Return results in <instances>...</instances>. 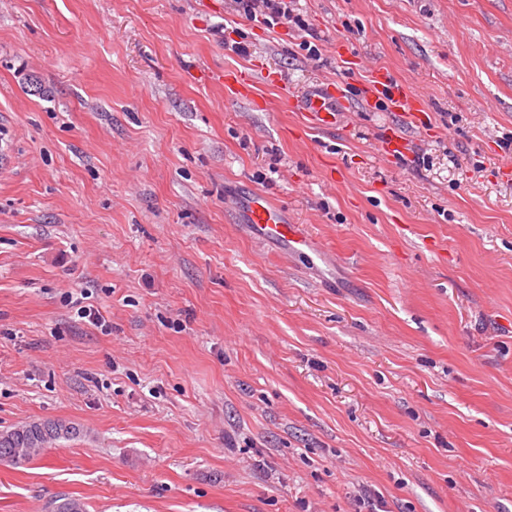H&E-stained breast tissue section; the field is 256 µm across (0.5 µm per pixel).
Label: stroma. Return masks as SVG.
<instances>
[{"label": "stroma", "instance_id": "1", "mask_svg": "<svg viewBox=\"0 0 512 512\" xmlns=\"http://www.w3.org/2000/svg\"><path fill=\"white\" fill-rule=\"evenodd\" d=\"M299 9L0 0V431L81 430L0 464V512H512V0ZM254 191L311 256L250 239ZM234 11L253 20L261 21L274 27L279 24H293L301 31H305V20L298 10L297 1L294 0H233ZM224 84L238 95L248 96L254 87L255 73L247 71H230L222 76ZM385 87L389 89L390 107L392 111L402 113L406 116H413L414 112H419L423 107L421 99L408 87L405 86H392L390 81L387 80V75L384 73L379 74L373 81L372 88L366 91V101L371 98L384 94ZM336 94L329 90V86H335ZM345 96L337 83H327L311 91L300 100V110L304 112L308 123L319 128L336 127L340 113L346 110Z\"/></svg>", "mask_w": 512, "mask_h": 512}]
</instances>
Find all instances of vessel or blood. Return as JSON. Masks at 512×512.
I'll list each match as a JSON object with an SVG mask.
<instances>
[{"label": "vessel or blood", "instance_id": "b4317fda", "mask_svg": "<svg viewBox=\"0 0 512 512\" xmlns=\"http://www.w3.org/2000/svg\"><path fill=\"white\" fill-rule=\"evenodd\" d=\"M223 80L227 88L245 96L254 86L255 75L236 70L224 74ZM382 94L388 95L392 111L406 116L420 111L423 106L421 99L412 90L402 85H390L383 73L375 78L372 87L366 92L370 98ZM345 109L343 94L332 93L324 86L312 90L300 102V110L309 124L322 129L334 127ZM244 213V223L257 242L277 241L284 245L286 251L293 253L309 249L310 238L301 225L289 223L284 211L263 193H254L247 199Z\"/></svg>", "mask_w": 512, "mask_h": 512}]
</instances>
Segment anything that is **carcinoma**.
<instances>
[{"mask_svg":"<svg viewBox=\"0 0 512 512\" xmlns=\"http://www.w3.org/2000/svg\"><path fill=\"white\" fill-rule=\"evenodd\" d=\"M80 434L72 423L60 419L28 421L11 430L0 431V462L21 466L32 462L47 448L62 438L70 439ZM47 512H86L85 503L69 496L52 499Z\"/></svg>","mask_w":512,"mask_h":512,"instance_id":"1","label":"carcinoma"}]
</instances>
